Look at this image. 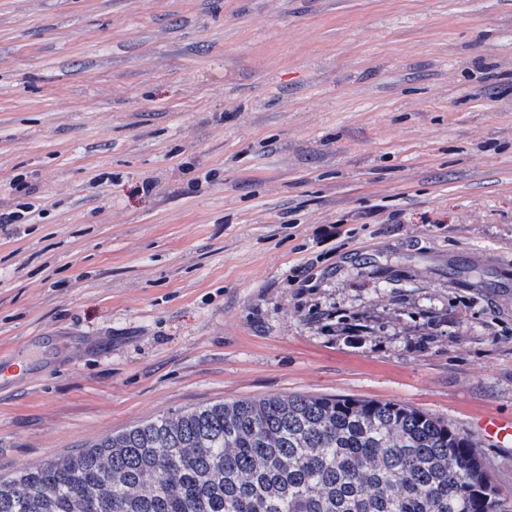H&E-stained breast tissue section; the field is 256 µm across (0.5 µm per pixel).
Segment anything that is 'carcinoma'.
<instances>
[{
    "label": "carcinoma",
    "instance_id": "obj_1",
    "mask_svg": "<svg viewBox=\"0 0 512 512\" xmlns=\"http://www.w3.org/2000/svg\"><path fill=\"white\" fill-rule=\"evenodd\" d=\"M471 438L407 405L274 395L159 416L10 479L0 512H512Z\"/></svg>",
    "mask_w": 512,
    "mask_h": 512
}]
</instances>
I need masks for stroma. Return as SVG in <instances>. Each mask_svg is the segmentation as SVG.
Returning a JSON list of instances; mask_svg holds the SVG:
<instances>
[{
	"instance_id": "1",
	"label": "stroma",
	"mask_w": 512,
	"mask_h": 512,
	"mask_svg": "<svg viewBox=\"0 0 512 512\" xmlns=\"http://www.w3.org/2000/svg\"><path fill=\"white\" fill-rule=\"evenodd\" d=\"M25 202L0 476L309 394L440 417L512 495V0H0ZM485 437L494 443L512 442V418L491 414L484 417L480 424Z\"/></svg>"
}]
</instances>
